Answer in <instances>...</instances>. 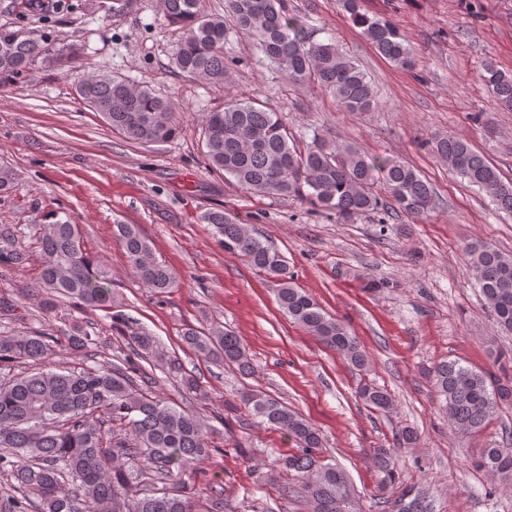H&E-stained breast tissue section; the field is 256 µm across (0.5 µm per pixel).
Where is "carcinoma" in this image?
I'll return each mask as SVG.
<instances>
[{"instance_id": "carcinoma-1", "label": "carcinoma", "mask_w": 512, "mask_h": 512, "mask_svg": "<svg viewBox=\"0 0 512 512\" xmlns=\"http://www.w3.org/2000/svg\"><path fill=\"white\" fill-rule=\"evenodd\" d=\"M336 2L382 57L399 68H414L413 50L395 23L369 13L363 0ZM162 13L166 24L181 32L170 65L183 76L224 86V41L234 27L256 39L258 51L288 84L313 85L350 112H366L375 104L366 74L334 43L313 40L291 14L287 0H224L222 15L205 13L202 0H162ZM54 52L62 55L66 48L56 49L26 30L0 28V85L32 73L38 60ZM481 77L497 101L512 110V72L489 60L482 64ZM78 90L107 125L131 141L164 143L179 133L175 107L147 85L88 70ZM202 132L208 165L242 189L295 197L333 212L338 221L390 209L414 221L434 204L432 186L413 166L369 156L355 145L320 134L297 145L279 113L253 98L224 99L221 109L205 114ZM426 146L469 185L485 191L498 210L512 215V181H503L468 140L434 135ZM19 183L18 171L1 163L0 194L17 191ZM204 221L225 252L271 279L281 309L295 323L354 368H366L369 357L357 337L295 285L281 252L231 214L210 212ZM113 234L137 281L155 295L170 293L176 276L138 226L116 224ZM39 244L44 256L37 284L41 311L51 312L62 301L83 309H110L112 330L129 353L114 359L98 350L100 337L77 318L63 342L45 330L0 333V373L19 364L30 367L0 382V476L19 493L12 497L10 512H28L32 500L38 512H196L192 494L170 483L182 482L187 474L204 475L201 464L220 451L212 441V422L224 423L223 414L204 417L187 405L170 406L143 386L149 365L176 374L189 393L199 389L195 376L163 350L157 336L118 310L112 272L88 252L79 225L61 219L45 224ZM463 255L497 328L512 334V255L474 242L463 248ZM26 261L18 225L0 223V267L16 268ZM181 340L206 361L232 365L243 375L252 372L243 340L232 331L189 326ZM93 349L100 357L93 366L54 368V358L63 350L82 357ZM433 384L448 426L457 434L481 431L499 406L512 404V385L455 360L436 367ZM359 395L374 409L394 405L391 395L377 386L364 385ZM241 401L247 415L294 442L295 452L279 462L280 474L301 479L310 512H359L346 473L321 457L323 439L316 427L266 393L247 391ZM373 464L383 483L393 487L392 495L380 501V512H435L427 491L400 479L393 449H374ZM476 467L498 476L503 488L512 490L511 447L483 449Z\"/></svg>"}]
</instances>
